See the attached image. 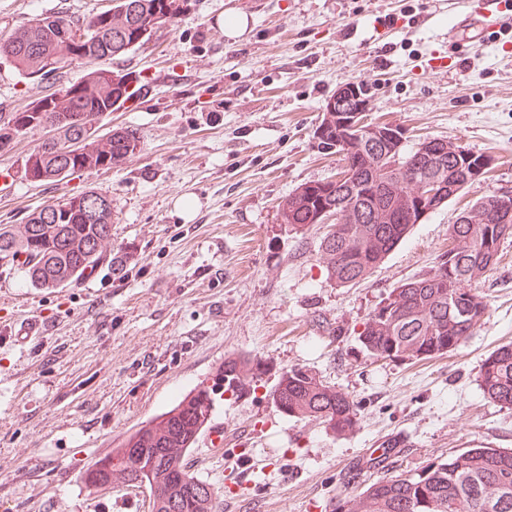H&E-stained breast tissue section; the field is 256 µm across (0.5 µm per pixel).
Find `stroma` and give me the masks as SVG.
Segmentation results:
<instances>
[{"label": "stroma", "instance_id": "stroma-1", "mask_svg": "<svg viewBox=\"0 0 512 512\" xmlns=\"http://www.w3.org/2000/svg\"><path fill=\"white\" fill-rule=\"evenodd\" d=\"M109 0H0V34L39 14L86 17ZM462 7L448 0H193L190 10L117 61L148 83L147 97L96 117L99 133L133 131L131 166L58 181L26 178L44 140L35 129L0 152V224H23L45 204L96 186L112 200L111 258L54 289L31 288L0 261V322L41 317L49 336L0 341V457L29 448L0 473V512H151L148 486L97 489L86 474L114 442L209 381L230 355L266 361L254 391L224 395L214 415L240 433L247 457L225 472L205 443L191 471L224 512H332L370 482L392 478L479 441L512 448V409L484 397V357L512 341V238L478 282L489 303L480 330L432 359L380 360L357 336L399 282L424 277L448 247L459 212L512 194V52L471 50L427 74L422 61L448 48ZM242 21L228 36L227 16ZM368 91L371 123L407 129V147L440 138L491 156V169L427 214L374 273L352 287L327 277L325 225L291 231L281 201L341 170L315 136L345 84ZM43 83L0 64V112L40 98ZM165 278H157L156 269ZM314 370L348 393L358 425L338 436L282 415L268 397L275 374ZM469 430H457L459 418ZM393 434L407 448L349 476L362 452Z\"/></svg>", "mask_w": 512, "mask_h": 512}]
</instances>
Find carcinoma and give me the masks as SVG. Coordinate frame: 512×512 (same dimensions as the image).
Instances as JSON below:
<instances>
[{
	"label": "carcinoma",
	"instance_id": "1",
	"mask_svg": "<svg viewBox=\"0 0 512 512\" xmlns=\"http://www.w3.org/2000/svg\"><path fill=\"white\" fill-rule=\"evenodd\" d=\"M110 11L125 13V28L102 25L103 12L87 18L60 13L39 15L21 29L0 36V60L9 62L22 76L48 81L45 102L55 96L67 99L74 109L93 117L109 105L123 107L141 94L126 91L127 74L112 68L88 71L84 82L95 94L74 93L76 84L64 79L70 67L80 61L121 60L147 42L159 28L188 9L191 0H110ZM84 31L88 39L83 53L62 58L54 39L71 29ZM38 101V102H40ZM32 102L15 112L0 113V150L13 138L42 125L44 113L34 111ZM112 154L132 153L138 140L129 130H112ZM83 152L74 155L73 143ZM91 135L81 126L62 127L56 136L35 149L24 162V172L37 181L57 180L76 172L105 168L100 159L89 158ZM389 139H356L345 158L355 167V178L328 191L297 189L283 204L285 221L296 232L316 223L321 211L338 204L347 208L349 224H334L320 243L328 279L338 287L353 286L368 278L389 252L403 239L419 216L410 214L386 193V185L399 180L401 172L390 163ZM407 163L418 175L437 182L445 200L473 184L457 161L439 152L437 145L406 152ZM385 208L394 216L391 224L371 223L372 212ZM28 233L16 239L8 226L0 224V259L19 264L30 285L36 289L57 288L61 269L79 279L100 260L97 243L112 236V201L107 193L89 187L63 203H52L34 212L27 221ZM512 237V218L503 223L483 225L478 238L469 235L466 224H452L451 243L438 257V266L426 277L394 286L369 314L357 339L376 359L413 357L426 359L447 353L470 336L485 320L489 305L475 288V281L499 259L501 242ZM250 373L243 383L240 372ZM266 367L256 357H228L224 370L210 385L194 389L195 405L188 410H169V435L190 449L197 439L201 415L210 413L216 400L229 392L239 396L256 387ZM478 381L491 401L512 408V344L503 345L482 361ZM274 405L289 418H312L337 434L353 431L357 413L353 400L317 373L304 366H291L277 375L269 390ZM138 434L130 438L112 462L101 460L95 469L96 488L111 485V468H120L133 485L151 484V474L168 472V486L152 488V512H201V504L217 500L215 488L193 476L185 465L169 456L168 440L140 444ZM496 484L501 497L487 504L482 489ZM351 512H512V451L477 445L452 454L446 460L426 464L406 475L378 479L357 496Z\"/></svg>",
	"mask_w": 512,
	"mask_h": 512
}]
</instances>
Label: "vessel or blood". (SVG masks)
Returning <instances> with one entry per match:
<instances>
[{"instance_id": "vessel-or-blood-1", "label": "vessel or blood", "mask_w": 512, "mask_h": 512, "mask_svg": "<svg viewBox=\"0 0 512 512\" xmlns=\"http://www.w3.org/2000/svg\"><path fill=\"white\" fill-rule=\"evenodd\" d=\"M464 19L448 31V41L458 51L475 46L497 45L503 37L512 35L507 22L512 21V0H467ZM43 324L38 320L0 324V340L17 344L28 342L42 335ZM206 438L213 455L224 456V425L215 419H207L198 430Z\"/></svg>"}]
</instances>
